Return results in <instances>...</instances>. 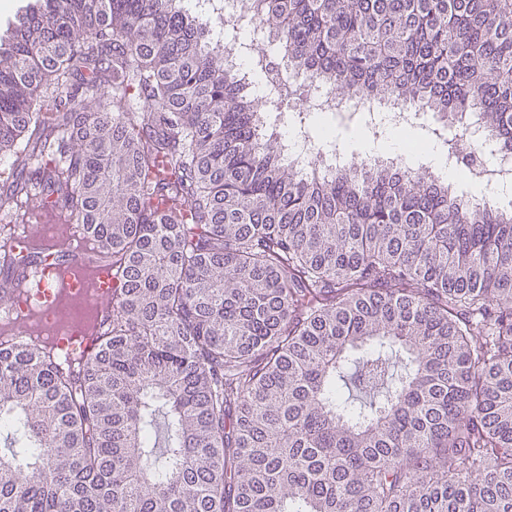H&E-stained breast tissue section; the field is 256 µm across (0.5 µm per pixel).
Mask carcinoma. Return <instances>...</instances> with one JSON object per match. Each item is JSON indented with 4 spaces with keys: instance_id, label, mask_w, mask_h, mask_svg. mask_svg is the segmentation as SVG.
Instances as JSON below:
<instances>
[{
    "instance_id": "obj_1",
    "label": "carcinoma",
    "mask_w": 512,
    "mask_h": 512,
    "mask_svg": "<svg viewBox=\"0 0 512 512\" xmlns=\"http://www.w3.org/2000/svg\"><path fill=\"white\" fill-rule=\"evenodd\" d=\"M245 9L36 0L0 41V207L90 225L112 269L89 359L0 336V512H512V207L279 142L321 85L442 133L476 110L512 154V0ZM226 18L290 70L271 104ZM289 156L297 165H302L319 157L327 158L331 162L336 163V166L351 163L341 151H336V149L335 152L333 151L328 154L321 144L307 134L296 137L291 144L289 143Z\"/></svg>"
}]
</instances>
